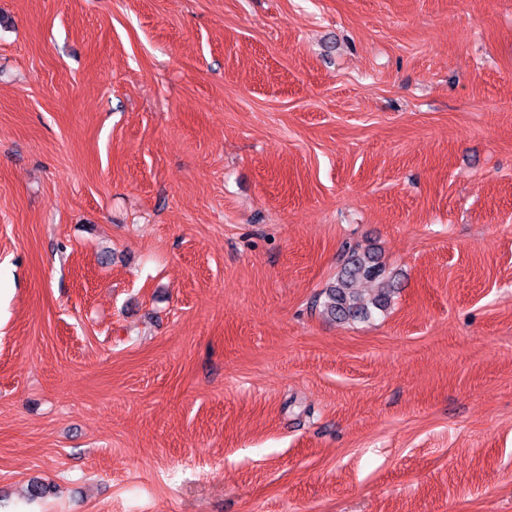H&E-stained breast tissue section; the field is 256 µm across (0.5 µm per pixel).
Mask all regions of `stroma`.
<instances>
[{"label":"stroma","instance_id":"35a3bbf8","mask_svg":"<svg viewBox=\"0 0 512 512\" xmlns=\"http://www.w3.org/2000/svg\"><path fill=\"white\" fill-rule=\"evenodd\" d=\"M0 512H512V0H0ZM385 278V270L373 256L352 252L336 281L324 292V313L333 320L349 322L367 319L374 310H385L394 292ZM366 283H377L375 294L364 293L361 286Z\"/></svg>","mask_w":512,"mask_h":512}]
</instances>
